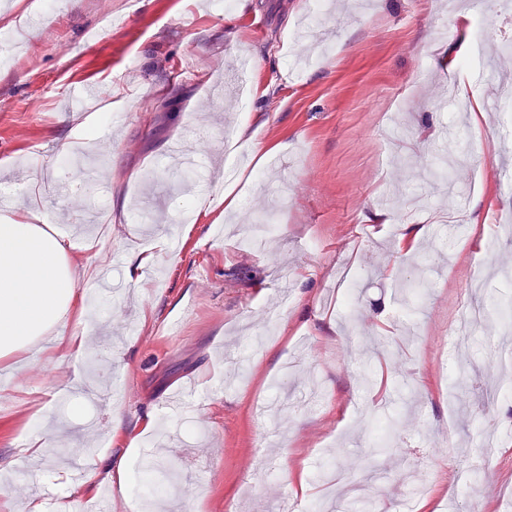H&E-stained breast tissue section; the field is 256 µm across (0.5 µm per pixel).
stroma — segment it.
I'll list each match as a JSON object with an SVG mask.
<instances>
[{"instance_id": "35a3bbf8", "label": "stroma", "mask_w": 512, "mask_h": 512, "mask_svg": "<svg viewBox=\"0 0 512 512\" xmlns=\"http://www.w3.org/2000/svg\"><path fill=\"white\" fill-rule=\"evenodd\" d=\"M313 9L0 0L15 34L0 41V188L22 200L0 221L39 208L74 229V257H115L127 288L88 309L96 340L82 355L43 350L34 369L25 351L0 361V489L34 482L46 512H91L103 489L111 512H317L325 470L341 497L382 467L374 512H403L410 471L430 512H512V399L483 403L498 377L489 351L507 341L495 310L512 297L499 262L512 236L493 226L512 211V182H498L512 170V117L487 108L504 91L497 55L512 48V13L496 0H373L325 16L329 49L298 71L292 37ZM243 53L245 94L232 69ZM194 122L205 156L187 174L168 160ZM88 140L103 147L101 177L73 190L74 149ZM256 145L276 153L254 161ZM187 177L211 184L205 213L154 223L176 212ZM116 195L129 201L119 219ZM473 213L479 231L440 244ZM406 224L426 230L408 255L397 246ZM160 235L177 250L129 281L128 258ZM476 273L487 287L471 301L489 316L454 352L449 327ZM61 371L74 393H61ZM97 381L129 386V400L89 394ZM480 426L498 435L490 462ZM120 460L122 496L105 467Z\"/></svg>"}]
</instances>
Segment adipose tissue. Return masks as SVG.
Here are the masks:
<instances>
[{"label": "adipose tissue", "mask_w": 512, "mask_h": 512, "mask_svg": "<svg viewBox=\"0 0 512 512\" xmlns=\"http://www.w3.org/2000/svg\"><path fill=\"white\" fill-rule=\"evenodd\" d=\"M70 241L45 220L0 222V357L46 337L51 350L83 353L86 332H69L83 297L69 262Z\"/></svg>", "instance_id": "1"}]
</instances>
